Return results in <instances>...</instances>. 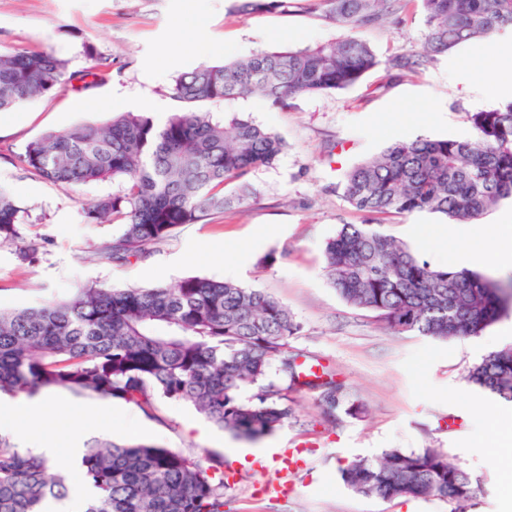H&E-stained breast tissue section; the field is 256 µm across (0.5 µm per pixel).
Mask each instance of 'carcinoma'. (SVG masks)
Segmentation results:
<instances>
[{
    "instance_id": "obj_1",
    "label": "carcinoma",
    "mask_w": 512,
    "mask_h": 512,
    "mask_svg": "<svg viewBox=\"0 0 512 512\" xmlns=\"http://www.w3.org/2000/svg\"><path fill=\"white\" fill-rule=\"evenodd\" d=\"M329 23L376 26L408 0H305ZM422 46L388 64L413 69L461 43L512 28V0H421ZM295 0H246L244 11L286 12ZM381 64L366 40L343 34L300 50L262 51L179 75L172 96L184 104L156 123L122 112L102 126L47 131L22 160L42 179L77 187L112 179L120 193L98 199L86 217L119 216L122 232L94 252L116 264L146 258L154 245L253 194L246 176L271 167L287 148L277 134L242 116L216 119L202 105L261 96L274 104L346 89ZM75 73L50 52L0 51V112L68 84ZM470 140L398 141L346 174L348 202L369 218L344 224L324 246L325 272L342 299L390 330L432 339L477 336L512 308L494 278L434 268L374 225L391 214L435 213L451 223L479 219L512 199V102L475 112ZM235 185L231 193L227 185ZM22 208L0 191V240L18 238ZM300 330L275 297L231 282L189 277L172 287L85 284L65 300L0 309V393L33 396L65 389L122 400L149 414L160 399L195 408L237 440L258 442L288 422V393L319 387L334 416L343 384L334 375L300 380L289 339ZM474 387L512 403V344L467 373ZM79 472L94 489L84 512H224V457L157 445L94 439ZM350 490L383 500L442 497L467 512L473 478L435 449L393 448L340 470ZM68 476L44 457L0 437V512H43L68 496Z\"/></svg>"
}]
</instances>
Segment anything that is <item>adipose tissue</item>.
<instances>
[{
	"label": "adipose tissue",
	"mask_w": 512,
	"mask_h": 512,
	"mask_svg": "<svg viewBox=\"0 0 512 512\" xmlns=\"http://www.w3.org/2000/svg\"><path fill=\"white\" fill-rule=\"evenodd\" d=\"M435 237L445 240L448 256L453 266L462 268L476 261L488 263L493 268L512 267V225L501 224L489 231L477 226H460L453 231L433 227ZM65 404L57 398L19 400L0 394V414L19 415L25 420L20 434L24 449L55 459L56 448L45 442L42 435L44 421L64 409Z\"/></svg>",
	"instance_id": "1"
}]
</instances>
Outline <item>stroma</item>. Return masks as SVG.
<instances>
[{
    "label": "stroma",
    "instance_id": "35a3bbf8",
    "mask_svg": "<svg viewBox=\"0 0 512 512\" xmlns=\"http://www.w3.org/2000/svg\"><path fill=\"white\" fill-rule=\"evenodd\" d=\"M243 0H0V50L50 51L77 72L102 70L97 84L73 82L0 112V186L25 210L20 237L0 242V309L69 296L75 288L173 285L187 277L259 288L280 300L302 329L290 341L303 366L321 364L343 383L347 397L332 419L319 392L289 395L293 414L273 442L296 448L305 461L288 476L284 494H258L275 482L272 461L252 444L224 489V512H453L438 498L391 501L367 497L341 481V467L374 459L392 448H436L449 463L478 477L469 512H505L512 498V404L489 399L467 383L468 370L490 351L512 342L503 329L512 312L480 335L434 340L387 329L371 312L347 304L329 283L324 245L343 224H362L344 195V174L398 139H454L471 132L469 116L512 102L497 81L512 61V40L463 43L402 73L392 56L420 45L425 26L418 0L376 27L359 29L382 64L358 84L275 105L260 97L207 104L216 114L236 113L280 135L287 149L275 166L247 176L256 191L237 208L178 228L145 259L115 264L93 246L118 236L121 220L93 224L85 217L98 198L120 193V182L68 188L47 182L19 159L26 143L49 129L99 125L117 112L150 116L181 109L171 88L195 67L244 58L258 51L304 48L340 36L335 25L301 8L282 13L241 12ZM443 218L427 212L395 214L383 232L432 266H444L447 248L427 227ZM42 243L31 256L23 241ZM68 409L51 417L45 439L58 448L56 466L76 468L69 448L83 441L157 444L185 453L228 456L239 447L219 428L199 439L186 428L192 406L163 399L154 414L97 396L68 394ZM365 411H350L351 402ZM498 427L497 465L474 448L481 429Z\"/></svg>",
    "mask_w": 512,
    "mask_h": 512
}]
</instances>
